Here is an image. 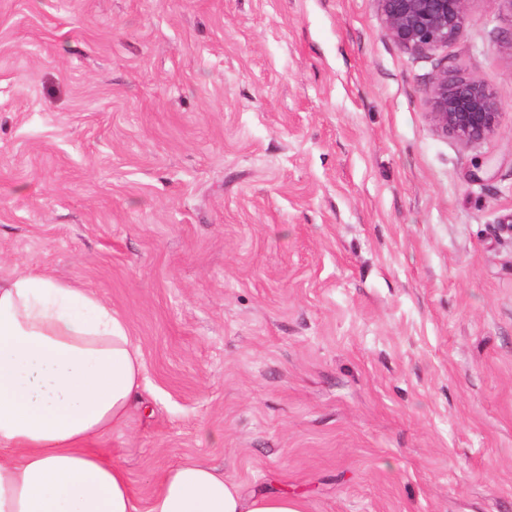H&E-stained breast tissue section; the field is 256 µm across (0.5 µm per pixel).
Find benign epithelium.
I'll return each mask as SVG.
<instances>
[{
  "label": "benign epithelium",
  "mask_w": 512,
  "mask_h": 512,
  "mask_svg": "<svg viewBox=\"0 0 512 512\" xmlns=\"http://www.w3.org/2000/svg\"><path fill=\"white\" fill-rule=\"evenodd\" d=\"M387 37L403 50L431 54L460 40L473 0H377ZM435 129L465 145L479 144L499 128L502 105L474 75L437 69L426 88Z\"/></svg>",
  "instance_id": "1"
}]
</instances>
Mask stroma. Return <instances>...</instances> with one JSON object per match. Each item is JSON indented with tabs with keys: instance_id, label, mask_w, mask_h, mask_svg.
I'll return each instance as SVG.
<instances>
[{
	"instance_id": "35a3bbf8",
	"label": "stroma",
	"mask_w": 512,
	"mask_h": 512,
	"mask_svg": "<svg viewBox=\"0 0 512 512\" xmlns=\"http://www.w3.org/2000/svg\"><path fill=\"white\" fill-rule=\"evenodd\" d=\"M512 34L474 0L428 55L377 0H0V275L124 317L95 443L140 512L223 468L307 512H512ZM502 103L439 135L440 65Z\"/></svg>"
}]
</instances>
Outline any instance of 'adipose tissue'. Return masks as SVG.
I'll use <instances>...</instances> for the list:
<instances>
[{
    "label": "adipose tissue",
    "instance_id": "ef3b65f1",
    "mask_svg": "<svg viewBox=\"0 0 512 512\" xmlns=\"http://www.w3.org/2000/svg\"><path fill=\"white\" fill-rule=\"evenodd\" d=\"M143 381L125 319L50 276L0 277V512H138L128 474L91 449L125 421ZM147 512H306L246 494L187 459L159 475Z\"/></svg>",
    "mask_w": 512,
    "mask_h": 512
}]
</instances>
